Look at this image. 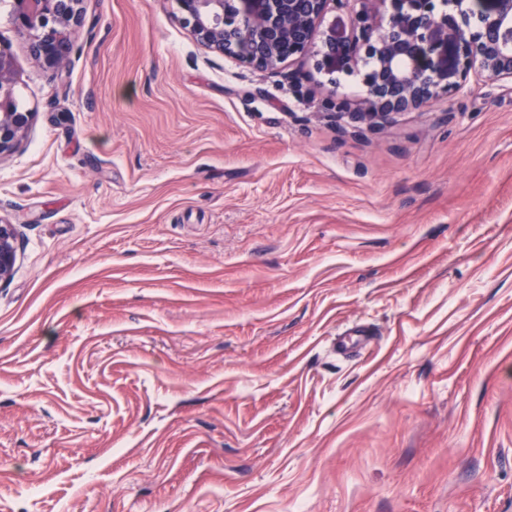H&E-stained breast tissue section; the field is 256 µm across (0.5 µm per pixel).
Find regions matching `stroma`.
Instances as JSON below:
<instances>
[{"mask_svg": "<svg viewBox=\"0 0 512 512\" xmlns=\"http://www.w3.org/2000/svg\"><path fill=\"white\" fill-rule=\"evenodd\" d=\"M46 68L0 9L18 231L0 512H512V84L381 132L313 60L83 0ZM12 67L10 53L0 47V157L18 144L34 117V112H22L15 106Z\"/></svg>", "mask_w": 512, "mask_h": 512, "instance_id": "1", "label": "stroma"}]
</instances>
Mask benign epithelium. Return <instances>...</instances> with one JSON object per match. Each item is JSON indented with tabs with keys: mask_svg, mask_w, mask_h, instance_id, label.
<instances>
[{
	"mask_svg": "<svg viewBox=\"0 0 512 512\" xmlns=\"http://www.w3.org/2000/svg\"><path fill=\"white\" fill-rule=\"evenodd\" d=\"M82 0H16L11 21L33 33L30 55L60 68L83 23ZM350 0H178L182 22L208 51L231 56L261 72L318 55V69L333 76L361 75L366 94L334 104L351 123L379 131L395 116L459 91L471 72L512 83V0H491L474 21L459 24L447 6L459 0H379L388 19L372 8L323 25L328 11ZM12 57L0 47V155L11 151L34 113L15 106ZM16 232L0 221V283L16 261Z\"/></svg>",
	"mask_w": 512,
	"mask_h": 512,
	"instance_id": "benign-epithelium-1",
	"label": "benign epithelium"
}]
</instances>
